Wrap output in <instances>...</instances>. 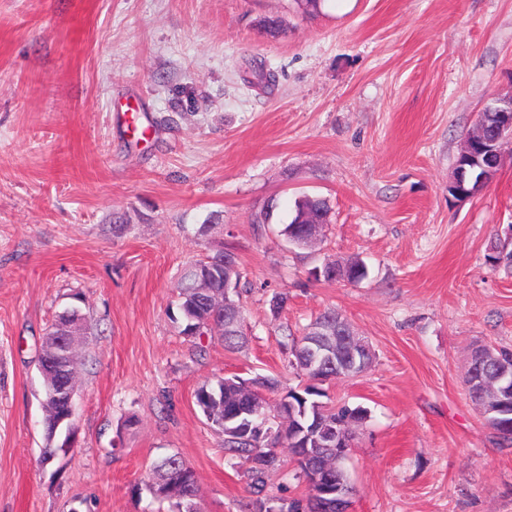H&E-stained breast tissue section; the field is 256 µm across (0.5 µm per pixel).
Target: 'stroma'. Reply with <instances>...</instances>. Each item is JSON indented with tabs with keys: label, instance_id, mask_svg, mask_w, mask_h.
<instances>
[{
	"label": "stroma",
	"instance_id": "1",
	"mask_svg": "<svg viewBox=\"0 0 512 512\" xmlns=\"http://www.w3.org/2000/svg\"><path fill=\"white\" fill-rule=\"evenodd\" d=\"M511 93L512 0H0V512H173L143 486L172 453L201 512H240L249 489L195 392L271 376L277 405L306 382L284 328L327 309L375 354L325 386L369 411L350 512H512V447L464 385L474 348L512 349V276L485 259L512 224V144L480 195L448 194L478 112ZM304 194L331 205L308 249L280 234ZM220 249L255 286L238 352L171 318L183 267ZM356 257L360 282L311 275ZM271 289L289 295L276 317ZM75 293L92 325L76 439L43 465L39 357ZM280 459L274 512L308 493Z\"/></svg>",
	"mask_w": 512,
	"mask_h": 512
}]
</instances>
